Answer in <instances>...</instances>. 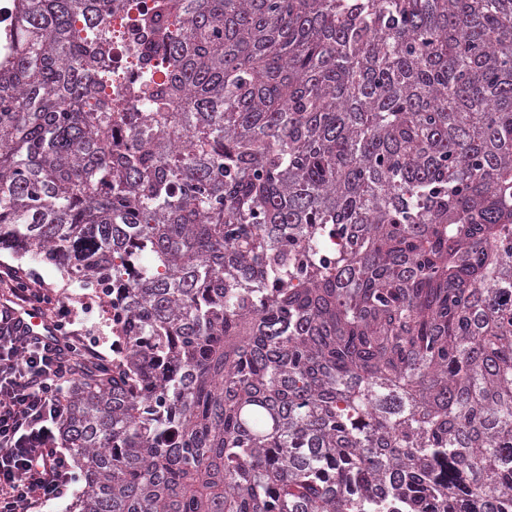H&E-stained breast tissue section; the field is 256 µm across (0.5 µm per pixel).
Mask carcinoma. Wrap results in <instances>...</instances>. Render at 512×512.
<instances>
[{"mask_svg": "<svg viewBox=\"0 0 512 512\" xmlns=\"http://www.w3.org/2000/svg\"><path fill=\"white\" fill-rule=\"evenodd\" d=\"M0 250L101 288L69 512H512V0H13Z\"/></svg>", "mask_w": 512, "mask_h": 512, "instance_id": "1", "label": "carcinoma"}]
</instances>
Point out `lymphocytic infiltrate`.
<instances>
[{
    "instance_id": "1",
    "label": "lymphocytic infiltrate",
    "mask_w": 512,
    "mask_h": 512,
    "mask_svg": "<svg viewBox=\"0 0 512 512\" xmlns=\"http://www.w3.org/2000/svg\"><path fill=\"white\" fill-rule=\"evenodd\" d=\"M0 285V512H40L65 498L75 480L55 430L63 394L99 359V342L76 328L72 307L40 276L8 269ZM26 307L52 325L50 339L21 327L15 313Z\"/></svg>"
}]
</instances>
